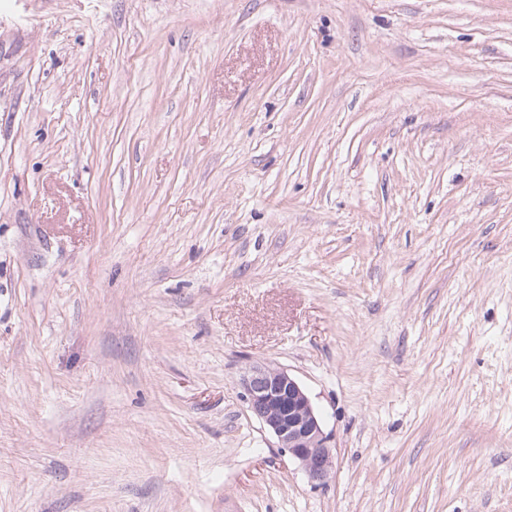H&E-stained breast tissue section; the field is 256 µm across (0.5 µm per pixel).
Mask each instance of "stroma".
<instances>
[{"label": "stroma", "mask_w": 512, "mask_h": 512, "mask_svg": "<svg viewBox=\"0 0 512 512\" xmlns=\"http://www.w3.org/2000/svg\"><path fill=\"white\" fill-rule=\"evenodd\" d=\"M0 512H512V0H0ZM250 413L294 459L313 487L325 486L333 473L332 436L307 392L288 370L268 364L250 366L242 375Z\"/></svg>", "instance_id": "obj_1"}]
</instances>
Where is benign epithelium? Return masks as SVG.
Masks as SVG:
<instances>
[{"label":"benign epithelium","instance_id":"1","mask_svg":"<svg viewBox=\"0 0 512 512\" xmlns=\"http://www.w3.org/2000/svg\"><path fill=\"white\" fill-rule=\"evenodd\" d=\"M241 385L248 410L277 447L299 464L313 487L326 485L333 473L332 436L300 383L284 368L255 364Z\"/></svg>","mask_w":512,"mask_h":512}]
</instances>
